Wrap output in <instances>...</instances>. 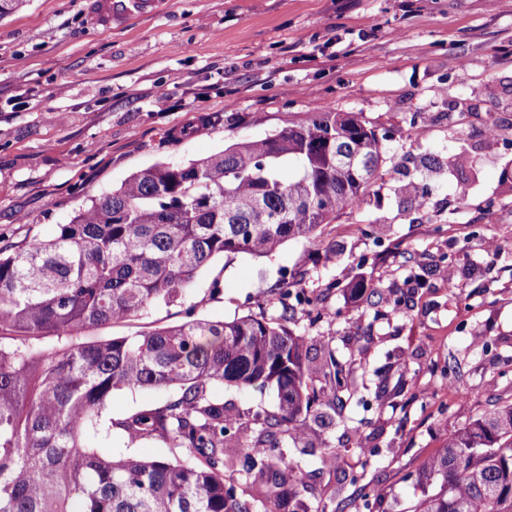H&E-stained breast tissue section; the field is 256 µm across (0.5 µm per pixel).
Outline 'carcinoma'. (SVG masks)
Listing matches in <instances>:
<instances>
[{"mask_svg": "<svg viewBox=\"0 0 512 512\" xmlns=\"http://www.w3.org/2000/svg\"><path fill=\"white\" fill-rule=\"evenodd\" d=\"M386 141L353 112L289 118L262 139L142 169L58 225L54 238L0 248V336L66 339L50 352L0 346V512H250L224 479L237 455L272 512H309L281 444L309 429L308 346L288 323L295 305L313 311L318 297L299 296L275 317L70 338L179 301L224 253L265 257L315 237L359 202ZM321 369L332 382L322 405L343 407L350 369L331 350ZM224 384L273 390L278 412L251 428L215 397ZM125 388L171 395L101 425ZM114 427L169 440L191 461L104 456L96 441ZM415 482L423 498L414 512H512V402L457 429Z\"/></svg>", "mask_w": 512, "mask_h": 512, "instance_id": "cac0c4a2", "label": "carcinoma"}]
</instances>
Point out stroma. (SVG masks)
Listing matches in <instances>:
<instances>
[{"mask_svg": "<svg viewBox=\"0 0 512 512\" xmlns=\"http://www.w3.org/2000/svg\"><path fill=\"white\" fill-rule=\"evenodd\" d=\"M85 2L29 0L0 19V248L53 238L155 163L310 112L360 114L387 132L386 160L316 239L224 254L182 300L86 337L277 315L285 285L319 296L321 314L296 309L291 326L316 366L329 349L351 365L352 397L329 425L283 441L298 494L310 512H335L338 488L370 492L361 512H413L423 461L512 402V0H163L108 31L88 24ZM216 395L254 428L278 410L269 389ZM97 450L188 457L119 429Z\"/></svg>", "mask_w": 512, "mask_h": 512, "instance_id": "1", "label": "stroma"}]
</instances>
